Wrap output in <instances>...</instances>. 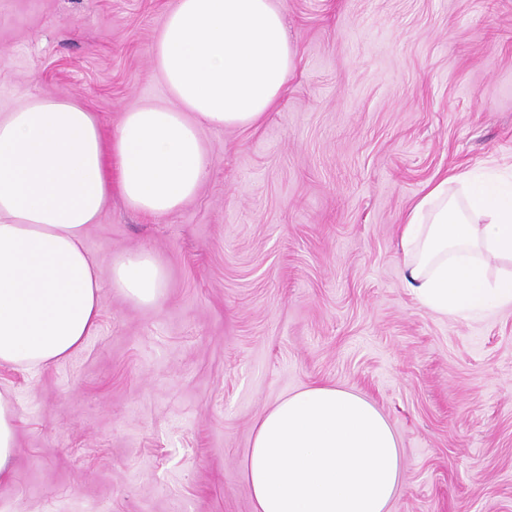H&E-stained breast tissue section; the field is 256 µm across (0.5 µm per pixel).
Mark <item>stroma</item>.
I'll use <instances>...</instances> for the list:
<instances>
[{"label":"stroma","instance_id":"obj_1","mask_svg":"<svg viewBox=\"0 0 512 512\" xmlns=\"http://www.w3.org/2000/svg\"><path fill=\"white\" fill-rule=\"evenodd\" d=\"M297 54L276 107L200 137L198 195L147 217L113 196L86 244L150 252L141 304L102 271L95 336L16 412L0 512H253L255 424L315 384L386 417L390 512H512V309L440 318L408 293L399 226L430 182L512 180V0H274ZM176 0H0V113L69 99L105 137L173 99L153 59Z\"/></svg>","mask_w":512,"mask_h":512}]
</instances>
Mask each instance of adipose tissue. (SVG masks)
<instances>
[{"mask_svg":"<svg viewBox=\"0 0 512 512\" xmlns=\"http://www.w3.org/2000/svg\"><path fill=\"white\" fill-rule=\"evenodd\" d=\"M172 107L124 113L105 141L92 113L53 97L0 113V365L70 358L101 315L103 262L86 246L113 194L145 216L192 199L209 175L198 129L258 123L294 67L273 0H177L151 49ZM410 294L433 314L512 309V185L444 177L407 213L400 237ZM113 287L149 304L165 274L149 252L111 259ZM254 512H389L402 484L395 433L361 395L313 385L257 422L244 463Z\"/></svg>","mask_w":512,"mask_h":512,"instance_id":"ef3b65f1","label":"adipose tissue"}]
</instances>
